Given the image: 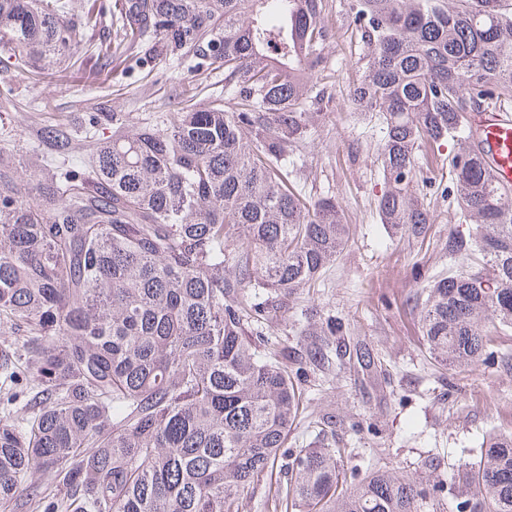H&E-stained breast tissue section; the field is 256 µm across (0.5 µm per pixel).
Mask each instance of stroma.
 I'll return each mask as SVG.
<instances>
[{
    "label": "stroma",
    "instance_id": "stroma-1",
    "mask_svg": "<svg viewBox=\"0 0 512 512\" xmlns=\"http://www.w3.org/2000/svg\"><path fill=\"white\" fill-rule=\"evenodd\" d=\"M351 2L325 0L332 33L326 53L335 76L295 183L314 199L335 196L351 238L327 270L322 295L291 300L274 330L301 354L311 342L304 334L308 323L341 318L349 344L367 348L378 372L370 377L356 366L309 372L303 384L309 406L335 415L333 437L337 446L351 449L352 463L365 466L382 456L404 477L443 482L445 512H457L455 465L471 461L487 431L512 432V369L494 363L475 371L447 370L428 354L412 297L428 276L447 269L449 233L467 235L473 227L457 224L453 208L436 196L426 235L378 223L377 203L385 189L375 162L379 137L367 115L351 112L348 99L367 53ZM189 79L186 69L162 63L151 75L135 69L108 82L75 67L54 68L37 81L0 72V84L10 83L16 95L14 110L0 115V123L29 141L35 135L34 106L49 105L54 115L76 122L103 96L119 112H137L146 103L158 110L176 102ZM357 420L371 422L373 432L352 430Z\"/></svg>",
    "mask_w": 512,
    "mask_h": 512
}]
</instances>
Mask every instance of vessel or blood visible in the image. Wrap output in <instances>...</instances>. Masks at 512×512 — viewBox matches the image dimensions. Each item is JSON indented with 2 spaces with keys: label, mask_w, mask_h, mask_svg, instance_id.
Returning <instances> with one entry per match:
<instances>
[{
  "label": "vessel or blood",
  "mask_w": 512,
  "mask_h": 512,
  "mask_svg": "<svg viewBox=\"0 0 512 512\" xmlns=\"http://www.w3.org/2000/svg\"><path fill=\"white\" fill-rule=\"evenodd\" d=\"M470 124L495 179L512 186V117L502 109L490 108L472 114Z\"/></svg>",
  "instance_id": "b4317fda"
}]
</instances>
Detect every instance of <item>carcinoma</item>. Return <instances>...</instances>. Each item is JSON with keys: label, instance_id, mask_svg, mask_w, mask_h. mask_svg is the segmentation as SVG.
I'll use <instances>...</instances> for the list:
<instances>
[{"label": "carcinoma", "instance_id": "obj_1", "mask_svg": "<svg viewBox=\"0 0 512 512\" xmlns=\"http://www.w3.org/2000/svg\"><path fill=\"white\" fill-rule=\"evenodd\" d=\"M368 54L350 87L381 121L386 189L378 223L419 236L432 223L419 151L452 141L458 273L416 296L430 357L474 371L512 328V187L479 155L468 114L512 92V0H353ZM115 41L94 42L102 24ZM98 72L112 50L138 66L224 75L200 107L165 112L95 104L79 124L37 122L0 137V503L30 512H240L260 477L288 469L267 512H443L444 487L351 456L301 391L361 349L329 317L305 355L270 333L297 295L326 287L350 225L336 199L294 187L291 157L322 117L330 77L324 0H0V71L46 76L82 52ZM318 430L285 449L291 427ZM458 512H512V433H487L457 472Z\"/></svg>", "mask_w": 512, "mask_h": 512}]
</instances>
